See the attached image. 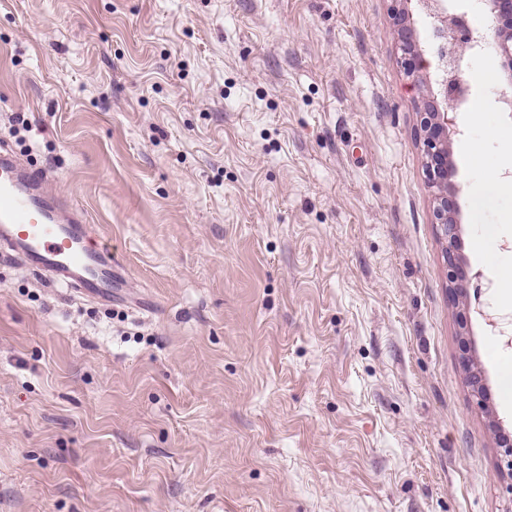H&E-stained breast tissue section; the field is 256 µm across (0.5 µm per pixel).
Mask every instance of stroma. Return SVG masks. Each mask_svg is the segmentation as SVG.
I'll use <instances>...</instances> for the list:
<instances>
[{"label": "stroma", "instance_id": "stroma-1", "mask_svg": "<svg viewBox=\"0 0 512 512\" xmlns=\"http://www.w3.org/2000/svg\"><path fill=\"white\" fill-rule=\"evenodd\" d=\"M391 0H0V146L112 248L104 293L0 255V512H507L512 178L475 54L452 145L469 339ZM486 107L483 119L473 101ZM500 183H509L508 179L499 178L496 172L475 179L468 188L473 217L481 219L484 213L494 208L501 195ZM459 336H461L460 350H461V365L466 375L471 391L479 398L486 399L487 393L485 386L482 382L481 372L479 371L475 358L472 354L471 347L465 335H467V316L459 312L458 316Z\"/></svg>", "mask_w": 512, "mask_h": 512}]
</instances>
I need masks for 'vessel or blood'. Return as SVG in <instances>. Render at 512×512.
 <instances>
[{
  "label": "vessel or blood",
  "instance_id": "vessel-or-blood-1",
  "mask_svg": "<svg viewBox=\"0 0 512 512\" xmlns=\"http://www.w3.org/2000/svg\"><path fill=\"white\" fill-rule=\"evenodd\" d=\"M0 246L33 272L81 288L112 285V249L54 194L46 171L0 151Z\"/></svg>",
  "mask_w": 512,
  "mask_h": 512
}]
</instances>
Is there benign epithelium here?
I'll use <instances>...</instances> for the list:
<instances>
[{"label": "benign epithelium", "mask_w": 512, "mask_h": 512, "mask_svg": "<svg viewBox=\"0 0 512 512\" xmlns=\"http://www.w3.org/2000/svg\"><path fill=\"white\" fill-rule=\"evenodd\" d=\"M394 6L390 18L399 39V64L405 78L412 87L424 84L431 66L432 50L421 43L411 25L412 6L430 11L435 22L436 37L441 40L437 55L441 61L442 98L425 94L417 107L419 142L422 146L424 171L432 198V223L440 230L444 241V258L448 267V290L454 302H459L462 291L459 281L465 278L461 241L459 236V187L449 181L454 171L451 145L459 135L454 118L450 115L458 101L464 96L462 80L466 59L478 52L486 39L483 33L473 32L465 14L449 10L445 0H392ZM492 23V33L502 58L507 87L512 91V0H484ZM459 336H461V365L471 391L480 398L487 393L482 382L467 335V316L459 313ZM496 431V445L501 448L507 475L512 478V435Z\"/></svg>", "instance_id": "obj_1"}]
</instances>
